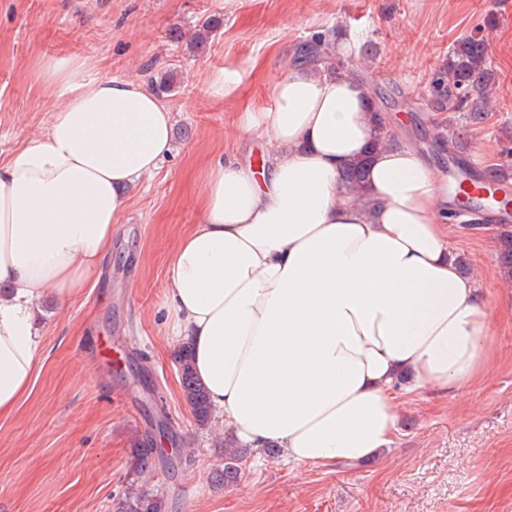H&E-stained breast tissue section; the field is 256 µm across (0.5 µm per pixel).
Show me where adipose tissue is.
Masks as SVG:
<instances>
[{
    "label": "adipose tissue",
    "instance_id": "ef3b65f1",
    "mask_svg": "<svg viewBox=\"0 0 512 512\" xmlns=\"http://www.w3.org/2000/svg\"><path fill=\"white\" fill-rule=\"evenodd\" d=\"M44 82L61 101L0 161V416L30 391L44 300L95 282L129 188L173 150L174 119L141 84L70 57ZM364 83L325 67L277 81L243 133L275 152L257 176L209 161L200 223L167 264L172 335L187 343L212 411L249 448L318 468L388 450L398 391L459 390L495 353L479 284L459 270L448 193L412 148H375ZM365 160L364 186L341 181Z\"/></svg>",
    "mask_w": 512,
    "mask_h": 512
}]
</instances>
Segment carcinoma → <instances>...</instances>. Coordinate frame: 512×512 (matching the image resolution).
I'll return each instance as SVG.
<instances>
[{"mask_svg":"<svg viewBox=\"0 0 512 512\" xmlns=\"http://www.w3.org/2000/svg\"><path fill=\"white\" fill-rule=\"evenodd\" d=\"M219 27V21L206 18L196 26L194 40L205 43ZM335 41L334 33L320 36L319 42L301 48L302 57L315 62L328 43ZM496 84V76L488 61V43L484 37L471 35L458 40L448 51L445 67L435 80L432 108L448 111V120L434 126L435 139L442 148L456 149L464 144L469 133L484 122L489 108V97ZM497 262L504 273H512V226L503 224L498 234ZM181 386L186 401L191 405L199 422L208 421L211 411L204 387L196 380L191 368V354L186 348L177 349ZM137 466L146 468L153 458H161L153 442L143 441L134 449ZM240 452L224 450L222 481L229 484L241 475ZM163 502L143 490L131 491L113 503L114 512H163Z\"/></svg>","mask_w":512,"mask_h":512,"instance_id":"carcinoma-1","label":"carcinoma"}]
</instances>
